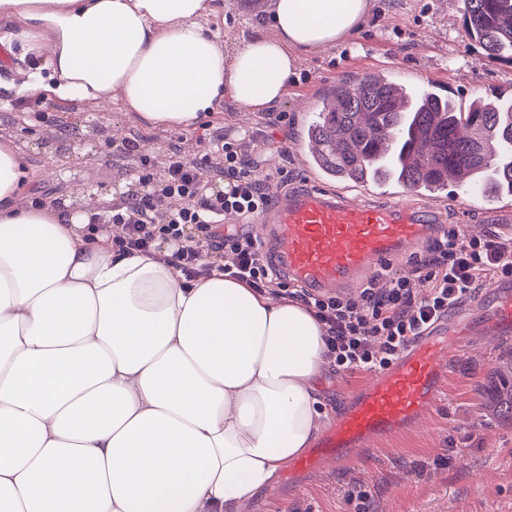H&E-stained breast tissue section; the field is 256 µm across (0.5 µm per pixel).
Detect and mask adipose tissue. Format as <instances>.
I'll return each instance as SVG.
<instances>
[{
  "mask_svg": "<svg viewBox=\"0 0 512 512\" xmlns=\"http://www.w3.org/2000/svg\"><path fill=\"white\" fill-rule=\"evenodd\" d=\"M371 0H272L273 35L234 52L213 0H0V46L34 103L80 100L189 132L231 100L260 112ZM0 135V512H246L321 427L324 329L301 302L219 271L186 279L173 243L126 254L96 205L24 204L39 179Z\"/></svg>",
  "mask_w": 512,
  "mask_h": 512,
  "instance_id": "1",
  "label": "adipose tissue"
}]
</instances>
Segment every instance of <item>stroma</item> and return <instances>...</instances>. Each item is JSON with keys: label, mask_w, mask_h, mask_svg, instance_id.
<instances>
[{"label": "stroma", "mask_w": 512, "mask_h": 512, "mask_svg": "<svg viewBox=\"0 0 512 512\" xmlns=\"http://www.w3.org/2000/svg\"><path fill=\"white\" fill-rule=\"evenodd\" d=\"M362 29L344 43L304 58L284 98L264 112L225 101L189 133L150 126L120 104L96 108L71 100L28 103L0 87V132L10 135L33 168L47 157L55 166L31 184L25 200L50 203L82 195L123 199L145 192L133 160L112 155L108 141L136 137L145 153L164 161L169 146L184 139L196 155L208 150L207 131L221 127L239 135L259 128L265 142L254 157L257 179L278 177L282 189L312 177L302 130L323 92L336 83L379 74L413 90L447 87L462 106L494 90H512V63L487 58L463 27V0H372ZM271 0H215L203 27L233 50L243 36L263 26ZM448 223L467 235L512 229L511 221L487 215L485 199L449 186L437 196ZM512 371V333L474 337L462 344L448 367L440 406L409 432L359 450L351 466L326 465L286 473L280 488L256 497L253 512H358L345 492L359 485L371 494V512H512V419L496 414L488 393L498 374ZM369 376L325 366L319 379L324 424L346 406Z\"/></svg>", "instance_id": "35a3bbf8"}]
</instances>
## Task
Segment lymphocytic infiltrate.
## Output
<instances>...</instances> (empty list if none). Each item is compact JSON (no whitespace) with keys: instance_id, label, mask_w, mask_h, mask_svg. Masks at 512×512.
Segmentation results:
<instances>
[{"instance_id":"1","label":"lymphocytic infiltrate","mask_w":512,"mask_h":512,"mask_svg":"<svg viewBox=\"0 0 512 512\" xmlns=\"http://www.w3.org/2000/svg\"><path fill=\"white\" fill-rule=\"evenodd\" d=\"M262 141L259 130L246 137L216 130L200 159L186 160L173 145L161 165L143 152L139 139L113 141L114 154L133 159L138 180L149 186L113 206L115 246L132 254L169 241L176 245L171 259L187 278L216 268L258 292L301 301L323 324L337 370L350 373L385 369L477 288L496 277L512 278V233L468 237L452 224L415 257L413 277L382 267L384 286L367 283L354 298L289 287L248 232L224 229L226 219H250L272 205V184L251 174V152Z\"/></svg>"}]
</instances>
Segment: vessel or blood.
Wrapping results in <instances>:
<instances>
[{"label": "vessel or blood", "instance_id": "vessel-or-blood-1", "mask_svg": "<svg viewBox=\"0 0 512 512\" xmlns=\"http://www.w3.org/2000/svg\"><path fill=\"white\" fill-rule=\"evenodd\" d=\"M447 229L431 202L369 204L314 181L279 197L265 213L259 247L289 282L317 294L349 296L383 266L417 255ZM491 289L496 322L512 327V281L492 283ZM465 335L457 316L410 342L355 392L299 468L349 464L358 450L408 432L436 410L448 363Z\"/></svg>", "mask_w": 512, "mask_h": 512}]
</instances>
